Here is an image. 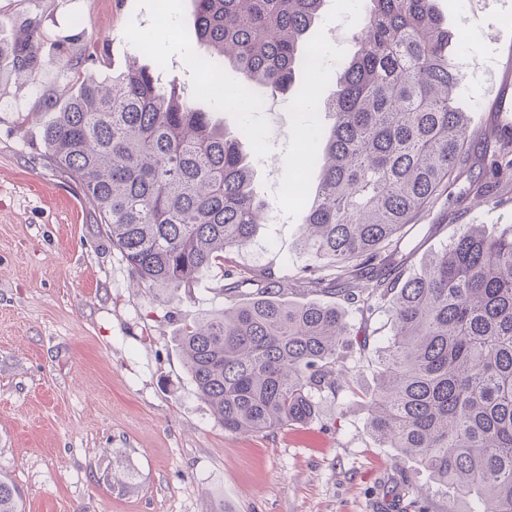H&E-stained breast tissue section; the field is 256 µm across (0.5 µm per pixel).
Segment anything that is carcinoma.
<instances>
[{
	"label": "carcinoma",
	"instance_id": "cac0c4a2",
	"mask_svg": "<svg viewBox=\"0 0 512 512\" xmlns=\"http://www.w3.org/2000/svg\"><path fill=\"white\" fill-rule=\"evenodd\" d=\"M358 45L323 108L321 174L305 214L298 280L332 281L344 305L281 299L288 281L262 271L227 274L219 288H254L248 301L179 336L197 395L231 434L311 421L320 403L363 400L372 435L416 460L460 500L512 512V224L486 234L464 224L420 273L405 275L403 229L452 194L478 150L458 107L464 77L453 33L433 0H369ZM324 0H192L199 58L232 62L243 86L289 89L315 61L305 48ZM40 25L20 32L14 71L39 65ZM43 128L48 164L82 188L96 223L135 276L171 294L201 278L224 253L251 245L265 208L243 152L247 128L229 135L211 113L132 64L99 81L77 79ZM481 154L471 192L498 205L512 178V127ZM388 314L391 331L373 387L354 388L366 342L348 306ZM20 489L0 476V512H22Z\"/></svg>",
	"mask_w": 512,
	"mask_h": 512
}]
</instances>
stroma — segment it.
I'll return each mask as SVG.
<instances>
[{"label":"stroma","mask_w":512,"mask_h":512,"mask_svg":"<svg viewBox=\"0 0 512 512\" xmlns=\"http://www.w3.org/2000/svg\"><path fill=\"white\" fill-rule=\"evenodd\" d=\"M366 0H325L310 43L323 67L298 74L276 93V112L216 102L205 91L191 0H0V474L23 492L24 512H475L450 488L366 427L363 402L349 394L322 402L304 426L226 433L200 399L178 338L185 326L231 306L224 275L267 269L293 281L289 300L334 302L298 284L307 258L297 249L317 170L292 164L317 155L304 100L321 104L355 50L353 25ZM456 38L450 54L465 76L459 105L477 134L512 125V0H434ZM38 21L39 67L16 76L7 53ZM80 61L66 72L60 51ZM95 64H84L87 55ZM161 83H176L193 106L228 131L248 127L244 150L266 205L252 245L226 253L191 288L170 294L136 284L80 188L49 167L42 99L74 76L110 77L130 59ZM473 157L452 196L429 205L408 227L407 272L420 269L463 224L494 232L512 224V182L498 206L471 203L481 177ZM354 330H376L356 388L371 387L390 334L386 313Z\"/></svg>","instance_id":"stroma-1"}]
</instances>
